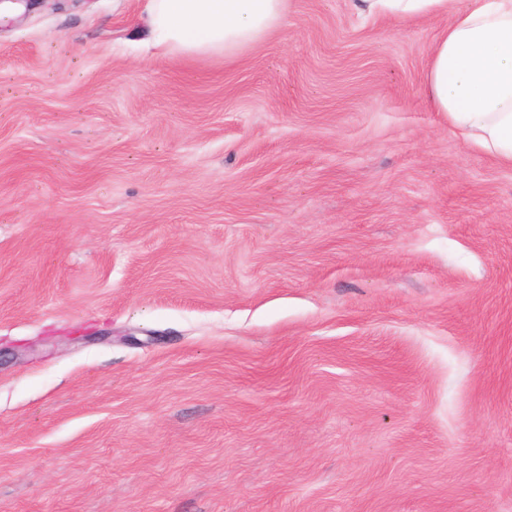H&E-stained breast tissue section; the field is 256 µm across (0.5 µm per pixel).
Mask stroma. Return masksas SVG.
Wrapping results in <instances>:
<instances>
[{"label": "stroma", "instance_id": "stroma-1", "mask_svg": "<svg viewBox=\"0 0 512 512\" xmlns=\"http://www.w3.org/2000/svg\"><path fill=\"white\" fill-rule=\"evenodd\" d=\"M147 0L0 19V512H512V165L444 17L291 0L235 60Z\"/></svg>", "mask_w": 512, "mask_h": 512}]
</instances>
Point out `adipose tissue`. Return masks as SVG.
I'll return each instance as SVG.
<instances>
[{
  "label": "adipose tissue",
  "mask_w": 512,
  "mask_h": 512,
  "mask_svg": "<svg viewBox=\"0 0 512 512\" xmlns=\"http://www.w3.org/2000/svg\"><path fill=\"white\" fill-rule=\"evenodd\" d=\"M351 0L364 17L444 16L431 47L426 101L475 149L512 164V0ZM289 0H148L151 41L164 52L232 59L288 20Z\"/></svg>",
  "instance_id": "adipose-tissue-1"
}]
</instances>
